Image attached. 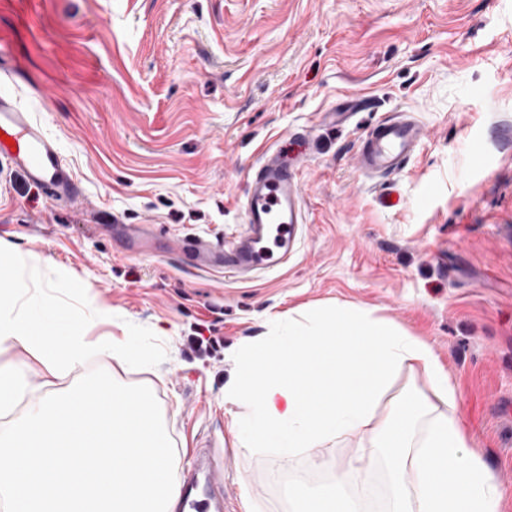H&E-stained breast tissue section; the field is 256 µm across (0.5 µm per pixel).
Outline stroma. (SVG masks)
Returning a JSON list of instances; mask_svg holds the SVG:
<instances>
[{
  "instance_id": "1",
  "label": "stroma",
  "mask_w": 512,
  "mask_h": 512,
  "mask_svg": "<svg viewBox=\"0 0 512 512\" xmlns=\"http://www.w3.org/2000/svg\"><path fill=\"white\" fill-rule=\"evenodd\" d=\"M0 69L62 149L81 202L54 200L0 163V237L69 274L104 309L89 339L150 328L167 357L133 369L106 355L51 374L15 346L30 390L13 417L90 369L156 396L176 448L224 451V510L289 512L339 477L352 438L283 465L240 450L224 399L242 345L288 318L356 305L433 348L459 392L472 446L512 512V0H0ZM366 98L346 124L339 102ZM425 128L388 176L360 169V139L394 112ZM300 151L302 225L278 271L199 272L176 242L243 229L268 152ZM116 224L153 226L121 253Z\"/></svg>"
}]
</instances>
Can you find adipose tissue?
Segmentation results:
<instances>
[{
	"instance_id": "obj_1",
	"label": "adipose tissue",
	"mask_w": 512,
	"mask_h": 512,
	"mask_svg": "<svg viewBox=\"0 0 512 512\" xmlns=\"http://www.w3.org/2000/svg\"><path fill=\"white\" fill-rule=\"evenodd\" d=\"M224 398L252 409L247 451L277 449L283 460L334 438L357 437L342 475L383 470L386 512H502V491L471 450L456 385L432 347L391 319L355 305L289 319L284 334L241 347ZM420 371L429 391L379 405L401 367ZM290 512H362L334 483L294 498Z\"/></svg>"
}]
</instances>
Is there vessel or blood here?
I'll use <instances>...</instances> for the list:
<instances>
[{
    "mask_svg": "<svg viewBox=\"0 0 512 512\" xmlns=\"http://www.w3.org/2000/svg\"><path fill=\"white\" fill-rule=\"evenodd\" d=\"M423 137V127L411 114L401 112L379 121L361 141L359 155L364 170L389 174L400 169L413 155ZM0 158L25 172L30 181L56 199L77 200L80 183L66 169L56 142L12 93L0 90ZM246 224L231 246L200 239H183L181 251L193 268L228 272L262 271L276 265L274 254L264 249L273 227L282 230V250L295 242L301 217V186L297 169L278 154L265 156L249 186ZM211 495L197 492L193 473L181 485L182 512H221L215 494L224 488V472L214 469Z\"/></svg>",
    "mask_w": 512,
    "mask_h": 512,
    "instance_id": "obj_1",
    "label": "vessel or blood"
}]
</instances>
